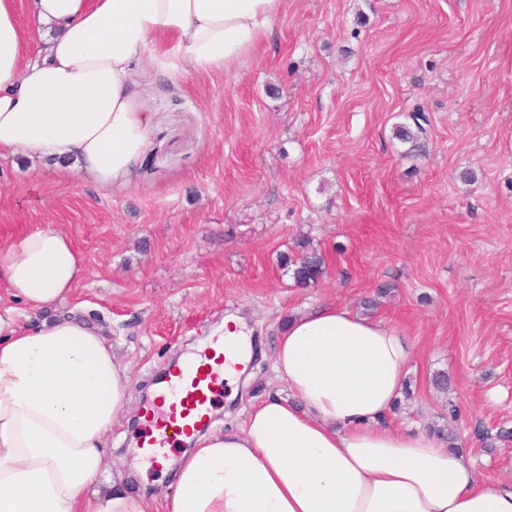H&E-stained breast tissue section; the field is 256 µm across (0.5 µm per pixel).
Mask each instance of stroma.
<instances>
[{"instance_id": "stroma-1", "label": "stroma", "mask_w": 512, "mask_h": 512, "mask_svg": "<svg viewBox=\"0 0 512 512\" xmlns=\"http://www.w3.org/2000/svg\"><path fill=\"white\" fill-rule=\"evenodd\" d=\"M133 78L153 126L131 185L0 154V249L66 233L84 274L61 311L130 365L110 471L148 501L167 489L133 466L144 398L224 318L261 368L252 389L224 387L220 429L267 394L286 317L333 302L407 336L394 422L455 431L483 481L511 483L512 441L487 453L473 431L512 428V0H287L230 71ZM417 112L411 150L394 130ZM303 238L328 265L306 287L280 263Z\"/></svg>"}]
</instances>
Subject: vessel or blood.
Masks as SVG:
<instances>
[{"instance_id": "b4317fda", "label": "vessel or blood", "mask_w": 512, "mask_h": 512, "mask_svg": "<svg viewBox=\"0 0 512 512\" xmlns=\"http://www.w3.org/2000/svg\"><path fill=\"white\" fill-rule=\"evenodd\" d=\"M223 352L203 355L199 361L172 367L144 415L138 445L149 456L173 448L210 416L224 386Z\"/></svg>"}]
</instances>
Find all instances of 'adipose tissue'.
<instances>
[{
    "label": "adipose tissue",
    "mask_w": 512,
    "mask_h": 512,
    "mask_svg": "<svg viewBox=\"0 0 512 512\" xmlns=\"http://www.w3.org/2000/svg\"><path fill=\"white\" fill-rule=\"evenodd\" d=\"M285 0H0V150L130 185L149 147L137 101L142 58L174 74L229 71ZM83 258L53 227L0 250V512H146L107 469L106 437L130 409V366L97 328L58 315ZM49 312L36 327L25 312ZM412 358L385 322L322 304L291 317L273 350L286 393L241 426L195 437L162 512H512L428 430L389 418Z\"/></svg>",
    "instance_id": "ef3b65f1"
}]
</instances>
